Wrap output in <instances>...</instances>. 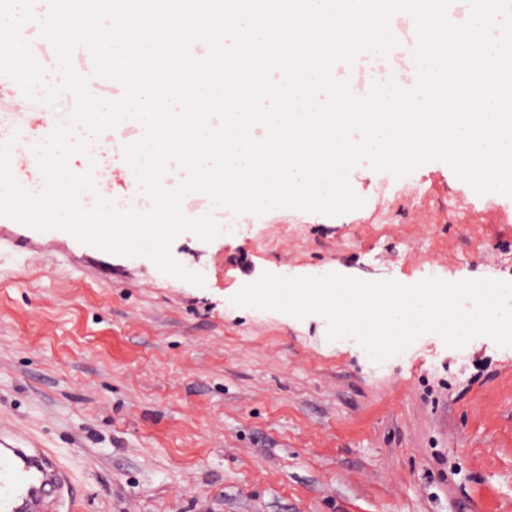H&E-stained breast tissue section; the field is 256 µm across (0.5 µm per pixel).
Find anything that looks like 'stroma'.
<instances>
[{"instance_id":"stroma-1","label":"stroma","mask_w":512,"mask_h":512,"mask_svg":"<svg viewBox=\"0 0 512 512\" xmlns=\"http://www.w3.org/2000/svg\"><path fill=\"white\" fill-rule=\"evenodd\" d=\"M362 208H277L173 257L0 252V429L51 449L82 512H512V346L436 334L373 362L230 299L262 273L512 281V198L443 162L348 173Z\"/></svg>"}]
</instances>
